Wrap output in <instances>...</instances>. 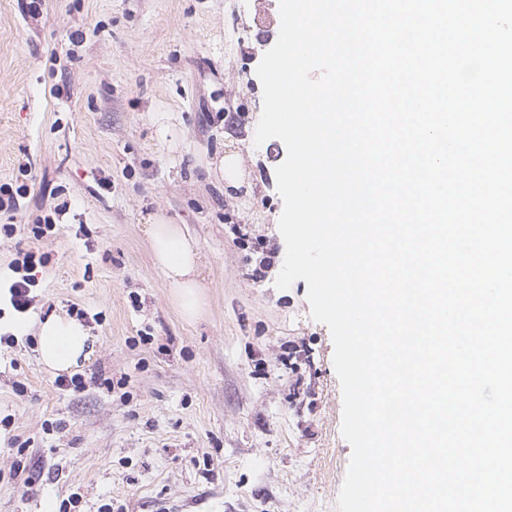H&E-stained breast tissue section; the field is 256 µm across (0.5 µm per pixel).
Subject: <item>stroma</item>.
I'll return each mask as SVG.
<instances>
[{
    "label": "stroma",
    "mask_w": 512,
    "mask_h": 512,
    "mask_svg": "<svg viewBox=\"0 0 512 512\" xmlns=\"http://www.w3.org/2000/svg\"><path fill=\"white\" fill-rule=\"evenodd\" d=\"M278 15L279 0H0V184L29 188L0 212V278L18 252L50 256L27 313L0 300L17 339L0 349V512H338L334 345L306 281L275 285L286 148L254 143ZM233 152L228 189L215 164ZM157 223L198 244L195 319L152 260ZM51 314L88 330L80 390L37 363Z\"/></svg>",
    "instance_id": "stroma-1"
}]
</instances>
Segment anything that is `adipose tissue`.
<instances>
[{
	"label": "adipose tissue",
	"mask_w": 512,
	"mask_h": 512,
	"mask_svg": "<svg viewBox=\"0 0 512 512\" xmlns=\"http://www.w3.org/2000/svg\"><path fill=\"white\" fill-rule=\"evenodd\" d=\"M153 260L168 279L184 317H197L204 304L198 280L196 242L179 225L156 224L151 229ZM89 336L76 319L50 315L38 324V361L50 371H68L87 360Z\"/></svg>",
	"instance_id": "ef3b65f1"
}]
</instances>
